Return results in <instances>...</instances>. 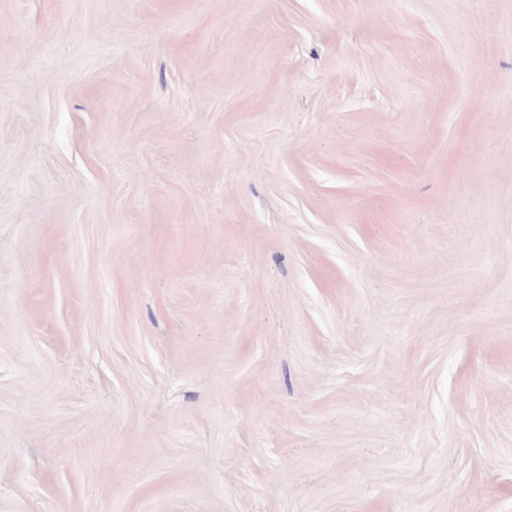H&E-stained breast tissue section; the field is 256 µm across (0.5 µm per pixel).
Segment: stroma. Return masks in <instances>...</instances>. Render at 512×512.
I'll list each match as a JSON object with an SVG mask.
<instances>
[{"label": "stroma", "mask_w": 512, "mask_h": 512, "mask_svg": "<svg viewBox=\"0 0 512 512\" xmlns=\"http://www.w3.org/2000/svg\"><path fill=\"white\" fill-rule=\"evenodd\" d=\"M0 512H512V0H0Z\"/></svg>", "instance_id": "35a3bbf8"}]
</instances>
